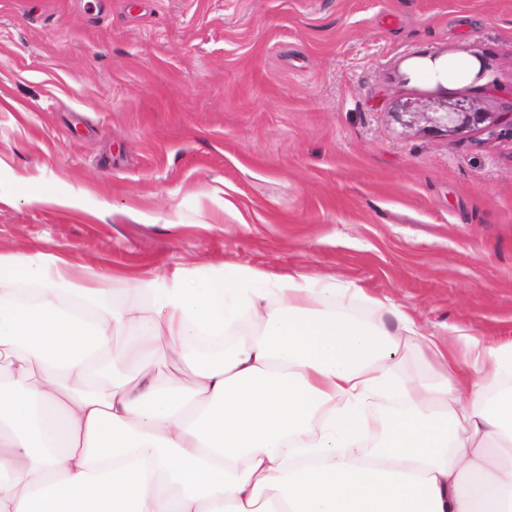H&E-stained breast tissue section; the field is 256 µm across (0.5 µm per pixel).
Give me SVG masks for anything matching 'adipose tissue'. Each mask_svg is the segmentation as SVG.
Instances as JSON below:
<instances>
[{
    "label": "adipose tissue",
    "mask_w": 512,
    "mask_h": 512,
    "mask_svg": "<svg viewBox=\"0 0 512 512\" xmlns=\"http://www.w3.org/2000/svg\"><path fill=\"white\" fill-rule=\"evenodd\" d=\"M106 281L0 259V512H512V342L461 357L302 274L138 278L145 307ZM403 342L432 376L396 377ZM349 310L370 323L383 322L392 331H395L397 328L396 319L392 315L375 310L369 304L364 303L360 299L354 300L350 305Z\"/></svg>",
    "instance_id": "1"
}]
</instances>
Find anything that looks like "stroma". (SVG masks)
Instances as JSON below:
<instances>
[{
  "mask_svg": "<svg viewBox=\"0 0 512 512\" xmlns=\"http://www.w3.org/2000/svg\"><path fill=\"white\" fill-rule=\"evenodd\" d=\"M512 0H0V256L352 282L512 340ZM399 117L407 116L405 125L414 123L419 117L433 123L435 128L445 127L448 135L458 136L479 127L491 133L509 131L512 135V112H488L471 99H457L438 104L432 112H423L412 102L401 104L396 112Z\"/></svg>",
  "mask_w": 512,
  "mask_h": 512,
  "instance_id": "obj_1",
  "label": "stroma"
}]
</instances>
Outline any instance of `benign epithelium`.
I'll use <instances>...</instances> for the list:
<instances>
[{"label": "benign epithelium", "mask_w": 512, "mask_h": 512, "mask_svg": "<svg viewBox=\"0 0 512 512\" xmlns=\"http://www.w3.org/2000/svg\"><path fill=\"white\" fill-rule=\"evenodd\" d=\"M398 116L409 117L405 124H412L423 117L435 127L443 126L450 136H458L479 127L494 133L498 130L512 133V112H488L471 99H457L438 104L430 112H423L412 102L398 108Z\"/></svg>", "instance_id": "7a95c632"}]
</instances>
